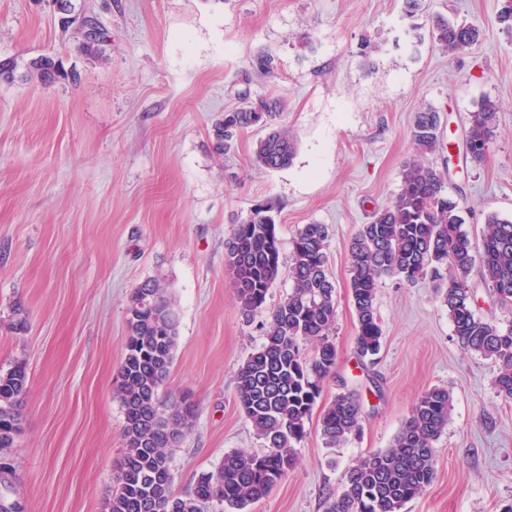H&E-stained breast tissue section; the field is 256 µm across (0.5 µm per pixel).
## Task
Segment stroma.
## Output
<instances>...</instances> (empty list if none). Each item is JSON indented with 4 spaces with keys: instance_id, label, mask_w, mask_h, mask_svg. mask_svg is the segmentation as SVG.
I'll return each mask as SVG.
<instances>
[{
    "instance_id": "obj_1",
    "label": "stroma",
    "mask_w": 512,
    "mask_h": 512,
    "mask_svg": "<svg viewBox=\"0 0 512 512\" xmlns=\"http://www.w3.org/2000/svg\"><path fill=\"white\" fill-rule=\"evenodd\" d=\"M94 19L99 57L63 33L51 0H0V60L49 54L76 81L0 82V372L28 365L22 430L14 441L23 512H104L122 456L124 415L113 392L127 336V304L144 280L169 288L179 313L163 391L190 394L194 427L172 454L173 488L188 493L226 452L262 440L235 401L234 374L264 339L245 318L226 270L235 222L272 201L282 257L306 224L330 228L336 286V368L319 400L358 389L360 430L327 448L317 421L297 464L250 512H326L345 471L388 448L416 399L453 396L435 443L437 477L405 512H500L512 502V403L498 397L497 364L464 352L432 283L380 280L383 332L374 360L355 353L347 245L389 205L415 155L416 112L440 116L439 151L427 155L480 244L485 220H512V34L500 0H71ZM478 27L461 56L438 50L431 17ZM308 34L302 44L300 34ZM275 58L274 76L250 59ZM284 104L297 143L288 168L254 162L264 128L230 153L212 150L213 123L261 98ZM499 105L482 161L466 157L467 119L483 99ZM468 282L486 320L512 326L472 267ZM23 331H16L17 319Z\"/></svg>"
}]
</instances>
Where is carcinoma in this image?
Returning <instances> with one entry per match:
<instances>
[{
  "label": "carcinoma",
  "mask_w": 512,
  "mask_h": 512,
  "mask_svg": "<svg viewBox=\"0 0 512 512\" xmlns=\"http://www.w3.org/2000/svg\"><path fill=\"white\" fill-rule=\"evenodd\" d=\"M480 30L441 14L433 37L442 53L457 56L480 40ZM249 67L268 77L273 59L261 52ZM26 76L44 85L69 80V74L40 55L25 63ZM498 104L484 100L470 113L466 141L473 161L484 157L494 134ZM280 99L224 113L213 129L214 149L222 155L242 131L269 128L258 140V166H290L296 141L279 124ZM440 117L432 108L416 113L412 139L417 157L401 173L394 201L372 213L348 243L349 293L356 314L355 348L362 358L376 356L382 328L376 308L380 278L408 283L430 279L448 309L457 343L466 352L499 364L494 385L502 400L512 402V327L501 330L473 309L467 277L475 262L469 234L463 230L459 204L448 197L442 174L423 157L439 150ZM275 204L256 205L236 224L227 247L226 267L241 313L267 315L265 339L238 366L235 392L239 407L264 442L260 454L230 451L218 467L198 476L187 495L173 491L172 449L180 446L197 418L187 394L166 399L161 390L173 362L178 316L168 288L147 279L133 290L127 305L124 356L115 395L124 414L125 449L115 468L108 512H247L296 465L294 445L307 434L324 383L336 367L332 331L336 321L335 287L327 269L330 231L326 224H305L292 240L291 290L272 310L267 294L278 280L280 240L272 216ZM481 276L501 304L512 305V220L490 215L481 244ZM23 360L0 373V512H17L8 501L14 492V464L9 450L21 428L28 391ZM453 400L444 387H432L416 400L392 445L370 453L344 474L340 493L330 497L327 512H404L406 504L435 479L434 442L448 424ZM361 395L356 389L337 394L321 411L318 429L324 447L340 448L359 430Z\"/></svg>",
  "instance_id": "cac0c4a2"
}]
</instances>
